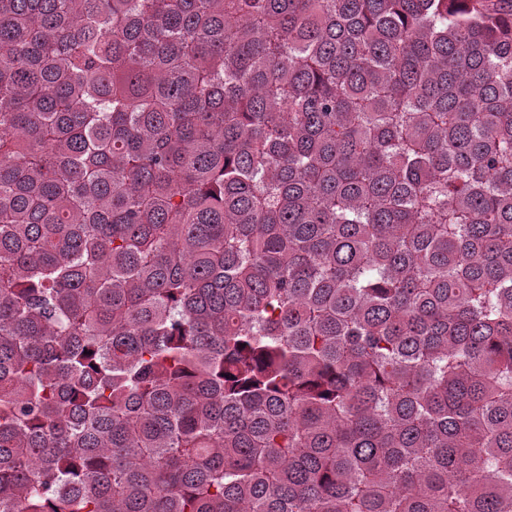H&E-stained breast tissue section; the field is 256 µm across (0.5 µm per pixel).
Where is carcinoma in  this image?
Returning <instances> with one entry per match:
<instances>
[{
	"instance_id": "1",
	"label": "carcinoma",
	"mask_w": 512,
	"mask_h": 512,
	"mask_svg": "<svg viewBox=\"0 0 512 512\" xmlns=\"http://www.w3.org/2000/svg\"><path fill=\"white\" fill-rule=\"evenodd\" d=\"M0 512H512V0H0Z\"/></svg>"
}]
</instances>
